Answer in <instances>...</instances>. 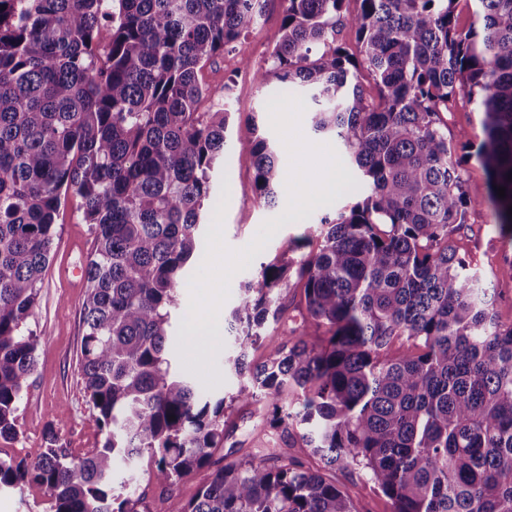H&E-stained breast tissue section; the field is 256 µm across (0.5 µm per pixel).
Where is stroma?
<instances>
[{"label": "stroma", "mask_w": 512, "mask_h": 512, "mask_svg": "<svg viewBox=\"0 0 512 512\" xmlns=\"http://www.w3.org/2000/svg\"><path fill=\"white\" fill-rule=\"evenodd\" d=\"M284 9V0H265L263 10L268 23L265 40H257L251 32L243 34L200 73L203 84L211 92V104L218 106L230 102V125L256 120L261 132L273 142L278 136L270 127L266 104L280 100L282 92L275 82H263L261 75L278 36ZM444 119L448 124V137L455 146L479 144L482 138L479 115L474 103L466 97H457ZM253 161L249 145L237 137H230L224 149V165L217 169L213 178L215 201L222 197L228 200L224 237L235 249L250 243L262 223L278 216L281 208L287 205V194L283 191L278 194L277 207L259 204ZM467 169L469 195L475 205L469 212L467 227L454 233L452 242L475 266L487 271L497 268L500 260L499 230L490 211L482 204L487 194L483 169L473 159L469 160ZM353 200L352 194L344 192L332 199L329 206L306 212L301 221L283 220L263 251L250 259L247 269L232 277L230 296L220 309L221 316H229L238 305L244 280L256 277L262 265L288 259V247L293 238L316 225L324 214L336 213ZM215 201L206 208L204 224L212 222ZM57 223L50 266L27 322L28 329L38 341V362L27 381L17 411L18 437L0 439V456L4 458L36 459L50 427L77 456L100 447L103 442L101 431L91 419L88 398L79 375L84 291L71 287L63 273L64 266L83 262L91 248V235L76 197L68 198ZM233 350L232 337L223 334L205 344L195 343L185 351L173 350L172 356L177 370L194 380L203 393L219 396L234 393L240 384L239 377L226 363ZM224 430V445L214 450L212 466L253 459L260 448L282 449L286 446L279 432L271 429L265 417L252 406L237 404L227 409ZM153 468V458L143 456L132 468L118 469L114 487L120 492L142 493L149 512H165L163 490L149 480Z\"/></svg>", "instance_id": "obj_1"}]
</instances>
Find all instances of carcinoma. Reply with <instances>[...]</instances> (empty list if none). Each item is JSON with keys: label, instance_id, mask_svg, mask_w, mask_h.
I'll return each instance as SVG.
<instances>
[{"label": "carcinoma", "instance_id": "cac0c4a2", "mask_svg": "<svg viewBox=\"0 0 512 512\" xmlns=\"http://www.w3.org/2000/svg\"><path fill=\"white\" fill-rule=\"evenodd\" d=\"M285 2L262 79L309 93L314 133L340 142L365 196L245 285L227 323L246 381L214 400L172 369L170 312L224 163L229 110H198L210 96L199 73L254 29L262 0H0V438L18 436L37 361L27 321L68 194L92 236L80 371L104 432L77 457L48 428L35 460L0 458V491L36 486L52 512H148L112 487L116 464L147 452L167 512H361L329 472L373 484L391 512H512V321L451 244L475 201L470 155L443 117L461 93L482 114L496 276L512 280V0H473L466 30L461 0ZM347 27L356 59L339 44ZM237 139L257 200L274 207L278 151L253 122ZM291 283L301 321L253 364ZM397 337L415 349L390 356ZM235 403L266 409L320 466L275 452L270 465L228 462L183 501L173 488L224 447Z\"/></svg>", "mask_w": 512, "mask_h": 512}]
</instances>
